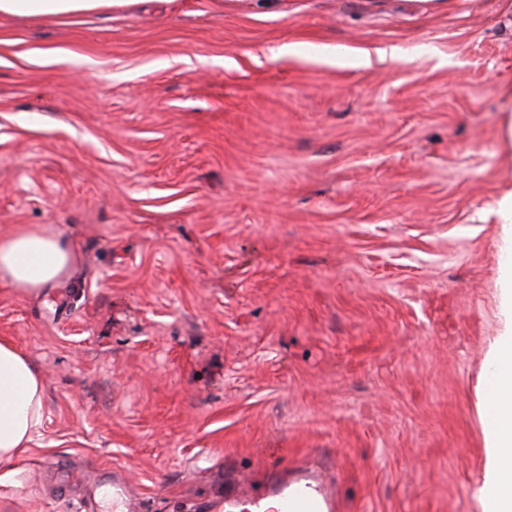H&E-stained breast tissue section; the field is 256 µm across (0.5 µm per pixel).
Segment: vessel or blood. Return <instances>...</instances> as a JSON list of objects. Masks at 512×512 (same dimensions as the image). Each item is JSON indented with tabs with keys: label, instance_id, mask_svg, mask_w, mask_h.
I'll use <instances>...</instances> for the list:
<instances>
[{
	"label": "vessel or blood",
	"instance_id": "obj_1",
	"mask_svg": "<svg viewBox=\"0 0 512 512\" xmlns=\"http://www.w3.org/2000/svg\"><path fill=\"white\" fill-rule=\"evenodd\" d=\"M275 498L277 512H335L336 498L325 477L309 466L295 467L293 474L270 477L264 491L254 486L230 485L224 497L212 505L214 512H235L241 501H248L252 512H266L264 501Z\"/></svg>",
	"mask_w": 512,
	"mask_h": 512
}]
</instances>
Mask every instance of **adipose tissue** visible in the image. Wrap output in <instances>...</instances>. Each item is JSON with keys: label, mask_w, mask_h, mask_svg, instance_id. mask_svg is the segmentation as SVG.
Segmentation results:
<instances>
[{"label": "adipose tissue", "mask_w": 512, "mask_h": 512, "mask_svg": "<svg viewBox=\"0 0 512 512\" xmlns=\"http://www.w3.org/2000/svg\"><path fill=\"white\" fill-rule=\"evenodd\" d=\"M128 0H0V15L61 17L97 12ZM72 260L57 229L19 224L0 235V280L23 293L61 284ZM481 380L486 477L477 490L482 512H512V330L495 340ZM44 380L13 343L0 340V464L30 450L43 424Z\"/></svg>", "instance_id": "ef3b65f1"}]
</instances>
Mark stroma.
Here are the masks:
<instances>
[{
    "instance_id": "stroma-1",
    "label": "stroma",
    "mask_w": 512,
    "mask_h": 512,
    "mask_svg": "<svg viewBox=\"0 0 512 512\" xmlns=\"http://www.w3.org/2000/svg\"><path fill=\"white\" fill-rule=\"evenodd\" d=\"M510 19L512 0L1 15L0 234L58 228L74 263L38 294L0 282V339L45 380L0 512H79L116 476L143 512H194L305 458L340 512H482Z\"/></svg>"
}]
</instances>
